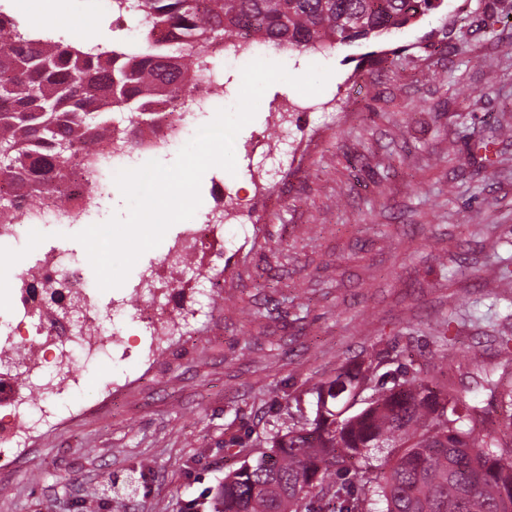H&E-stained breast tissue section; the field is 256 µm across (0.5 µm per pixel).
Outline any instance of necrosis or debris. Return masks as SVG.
I'll list each match as a JSON object with an SVG mask.
<instances>
[{"instance_id":"1","label":"necrosis or debris","mask_w":512,"mask_h":512,"mask_svg":"<svg viewBox=\"0 0 512 512\" xmlns=\"http://www.w3.org/2000/svg\"><path fill=\"white\" fill-rule=\"evenodd\" d=\"M159 122L154 132L148 134L141 147L144 153H161L192 139L198 130L195 115L158 104ZM127 159L121 152L105 156H89L76 164L70 174L72 196L65 203L50 200L32 204L21 200L17 206L19 217L8 224H0V241L27 237L30 231L47 224H85L92 214L91 202L100 191L97 183L90 181L89 172L96 167L120 170ZM224 234L222 221H208L201 225L185 227L180 239L169 247L160 259L166 267H182L192 248L211 237ZM26 286L15 300V322L4 337L0 338V431L9 441L22 444L49 421L64 420L65 415L43 401L29 402L19 393L14 375L5 372L4 364L13 362L16 355L31 344L27 329L28 320H36L35 331L49 336L50 343L40 346L39 359L27 369L30 386L52 395L79 389L83 370L104 359L129 352L131 345L120 332L97 330L84 333L87 324L96 325L98 315L94 303L95 291L88 285L83 260L66 251H51L41 256L36 264L22 276ZM58 299L74 301L79 310L74 316L61 317L50 312L51 304Z\"/></svg>"}]
</instances>
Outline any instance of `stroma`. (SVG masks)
<instances>
[{"mask_svg": "<svg viewBox=\"0 0 512 512\" xmlns=\"http://www.w3.org/2000/svg\"><path fill=\"white\" fill-rule=\"evenodd\" d=\"M61 17L64 41L111 46L135 35L137 17L116 26L103 0H0L35 26L44 4ZM401 64H394V56ZM265 60L333 74L314 102L288 111L298 92L278 82L235 140V173L214 167L201 182L194 223L221 200L239 208L258 195L247 231L224 227L229 247L203 244L193 258L223 280L209 313L197 314L201 283L159 266L163 243L145 252L125 283L100 291V321L124 331L134 350L83 374L81 390L54 396L71 409L27 447L0 440V512H187L234 465L229 440L260 456L279 429L314 415L309 388L345 363L368 362L372 381L416 366L456 389L502 375L500 340L512 336V280L486 271L512 266V141L489 167L448 157L493 127L512 125V0H444L442 8L378 41L298 56L264 47ZM441 67L440 82L427 80ZM300 145L281 176L258 162L278 135ZM77 224H49L46 240L9 271L11 288L37 253L84 254ZM224 256L211 258L213 249ZM150 294L156 314L187 315L190 331L145 342L139 310L113 299Z\"/></svg>", "mask_w": 512, "mask_h": 512, "instance_id": "stroma-1", "label": "stroma"}]
</instances>
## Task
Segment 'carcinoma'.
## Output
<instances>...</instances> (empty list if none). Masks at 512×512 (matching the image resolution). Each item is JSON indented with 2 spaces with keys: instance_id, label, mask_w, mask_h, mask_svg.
Instances as JSON below:
<instances>
[{
  "instance_id": "carcinoma-1",
  "label": "carcinoma",
  "mask_w": 512,
  "mask_h": 512,
  "mask_svg": "<svg viewBox=\"0 0 512 512\" xmlns=\"http://www.w3.org/2000/svg\"><path fill=\"white\" fill-rule=\"evenodd\" d=\"M444 0H112L138 17V42L110 48L63 43L0 10V224L16 197L68 198L65 172L89 149L135 136L159 120L153 103L192 109L206 51L224 43L286 46L300 53L369 41L416 23ZM370 377L363 364L341 366L312 387L315 415L272 435L268 449L245 454L224 476L210 512H512V454L480 433L488 406L512 402L501 378L477 382L485 398L462 399L420 370L382 382L352 411ZM384 454L380 465L373 453ZM363 463L359 484L339 480Z\"/></svg>"
}]
</instances>
